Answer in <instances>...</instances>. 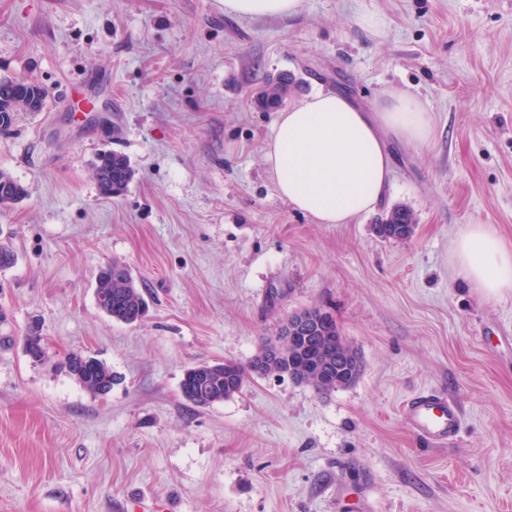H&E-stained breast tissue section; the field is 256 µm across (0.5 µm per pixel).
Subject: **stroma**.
I'll return each mask as SVG.
<instances>
[{"label":"stroma","instance_id":"35a3bbf8","mask_svg":"<svg viewBox=\"0 0 512 512\" xmlns=\"http://www.w3.org/2000/svg\"><path fill=\"white\" fill-rule=\"evenodd\" d=\"M281 73L292 104L333 91L371 112L402 91L428 112V142L389 140L377 210L317 224L278 195V114L255 99ZM14 76L47 98L0 133V170L27 190L0 210L17 254L0 270V512H512V288L483 297L452 259L470 224L512 251V0H304L260 19L222 0H0ZM108 151L135 170L117 198L93 175ZM397 205L412 236L378 237ZM115 260L146 292L133 325L96 302ZM312 305L358 351L354 386L182 398L187 367L247 363ZM77 350L111 367L110 393L60 369ZM431 389L462 410L447 445L401 418Z\"/></svg>","mask_w":512,"mask_h":512}]
</instances>
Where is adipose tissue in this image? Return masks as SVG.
I'll return each mask as SVG.
<instances>
[{
	"mask_svg": "<svg viewBox=\"0 0 512 512\" xmlns=\"http://www.w3.org/2000/svg\"><path fill=\"white\" fill-rule=\"evenodd\" d=\"M303 0H224L241 18L295 14ZM432 135L427 112L396 92L374 112L333 92H315L279 113L265 153L278 194L318 224H349L386 199L392 173L387 137L422 144ZM454 261L483 296L512 288V251L484 224H471L454 241Z\"/></svg>",
	"mask_w": 512,
	"mask_h": 512,
	"instance_id": "ef3b65f1",
	"label": "adipose tissue"
}]
</instances>
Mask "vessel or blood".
<instances>
[{
	"label": "vessel or blood",
	"mask_w": 512,
	"mask_h": 512,
	"mask_svg": "<svg viewBox=\"0 0 512 512\" xmlns=\"http://www.w3.org/2000/svg\"><path fill=\"white\" fill-rule=\"evenodd\" d=\"M402 418L413 434L435 445L455 440L462 425L456 401L433 390L407 399L402 407Z\"/></svg>",
	"instance_id": "obj_1"
}]
</instances>
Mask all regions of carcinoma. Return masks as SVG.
I'll return each instance as SVG.
<instances>
[{"instance_id":"carcinoma-1","label":"carcinoma","mask_w":512,"mask_h":512,"mask_svg":"<svg viewBox=\"0 0 512 512\" xmlns=\"http://www.w3.org/2000/svg\"><path fill=\"white\" fill-rule=\"evenodd\" d=\"M290 91L288 78H269L259 92L256 103L271 109L283 103ZM46 101L45 90L24 78L0 79V128L9 129L19 112H40ZM94 177L102 195L119 197L133 180L134 170L129 159L121 153L105 152L94 166ZM26 196L24 186L6 172H0V208H9ZM413 215L397 206L383 223L376 225L377 233L389 239H404L413 231ZM99 308L113 319L133 324L138 322L146 307L143 291L134 281L129 269L114 261L99 270L96 290ZM320 328L306 342H295L279 356L269 354L271 339L262 341L250 361L203 362L187 368L181 382L183 397L197 407H210L242 392L247 379L254 376L289 375L298 384L326 394L355 385L360 376L352 362L354 348L342 335L336 320L321 306ZM24 351L35 362L45 357L42 337L36 331L24 339ZM88 392L99 395L112 388V370L98 359L87 365L67 370Z\"/></svg>"}]
</instances>
